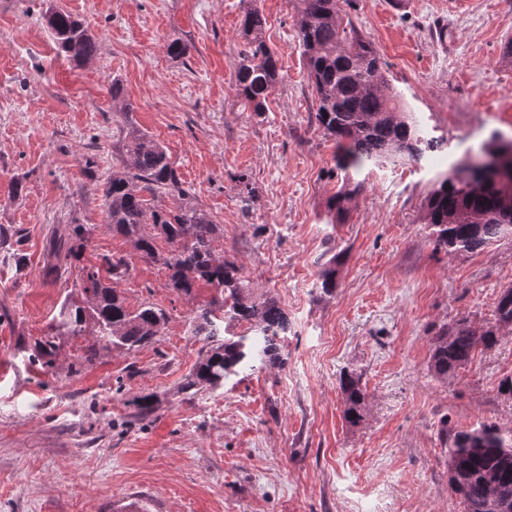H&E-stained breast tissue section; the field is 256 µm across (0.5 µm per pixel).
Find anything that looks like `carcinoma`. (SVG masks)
Masks as SVG:
<instances>
[{
    "label": "carcinoma",
    "instance_id": "obj_1",
    "mask_svg": "<svg viewBox=\"0 0 512 512\" xmlns=\"http://www.w3.org/2000/svg\"><path fill=\"white\" fill-rule=\"evenodd\" d=\"M299 45L317 101L316 120L325 135L343 150L339 169L343 184L329 200V209L344 211V203L364 189L349 171L368 162L416 161L425 149L417 124L390 86L384 63L353 25L343 24L340 0H295ZM47 25L58 48L78 64L92 59L97 40L69 12L51 11ZM241 35L248 49L239 54L235 92L253 112L266 111L270 92L283 80L276 54L265 41V18L256 0H246ZM115 111L125 118L124 137L116 146L118 169L103 188L105 223L130 240L144 260H161L168 270V287L191 299L201 287L212 290L209 305L195 311L192 334L202 337L199 359L183 383V390L216 387L255 358L280 362L278 336L288 330V317L271 298L254 295L235 262L216 252L224 229L202 210L184 187L164 146L132 120L133 105L124 98L120 81L112 80ZM162 195L178 198L170 208L155 203ZM423 221L435 247L447 253H472L512 237V194L489 182L472 186L456 173L448 174L427 196ZM93 233L91 224H72L60 245L66 258L80 262ZM171 246L164 256L156 240ZM338 256L321 270L319 288H336ZM131 267L123 257H103V267L81 266L48 332L34 344V361L43 367L54 362L65 336H88L85 360L99 350H137L161 334L166 312L150 304L130 308L118 290ZM247 322L259 335L224 337V316ZM512 326V288L498 297L494 321L482 327L462 318L434 337L430 369L440 379L453 378L475 352L491 348L500 330ZM340 388L351 423L362 417L366 397L360 377L345 373ZM448 442V485L464 505V512H512V436L494 424L470 431L445 432Z\"/></svg>",
    "mask_w": 512,
    "mask_h": 512
}]
</instances>
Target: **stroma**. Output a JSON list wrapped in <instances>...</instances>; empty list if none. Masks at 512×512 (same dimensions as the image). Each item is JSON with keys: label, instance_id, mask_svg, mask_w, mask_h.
I'll return each instance as SVG.
<instances>
[{"label": "stroma", "instance_id": "stroma-1", "mask_svg": "<svg viewBox=\"0 0 512 512\" xmlns=\"http://www.w3.org/2000/svg\"><path fill=\"white\" fill-rule=\"evenodd\" d=\"M284 80L255 116L237 97L242 0H0V512H464L448 488L445 431L481 423L512 435V329L454 378L430 371L432 336L460 317L494 319L512 287V240L474 253L435 248L422 222L429 192L494 134L512 137V0H348L344 22L369 39L392 87L434 149L405 165L365 166L362 194L328 209L340 152L318 126L293 0H257ZM99 42L77 65L46 24L48 7ZM185 43V57L168 54ZM133 119L168 150L196 201L224 229L222 253L255 294L288 317L283 364L253 360L220 386L183 390L201 347L198 306L168 288L104 222L102 186ZM95 230L82 264L122 256L130 308L168 322L155 343L82 361L65 341L54 368L31 358L76 270L44 274L68 225ZM338 256L337 286L317 290ZM361 378L363 417L349 424L343 372ZM149 395L155 412L134 401Z\"/></svg>", "mask_w": 512, "mask_h": 512}]
</instances>
